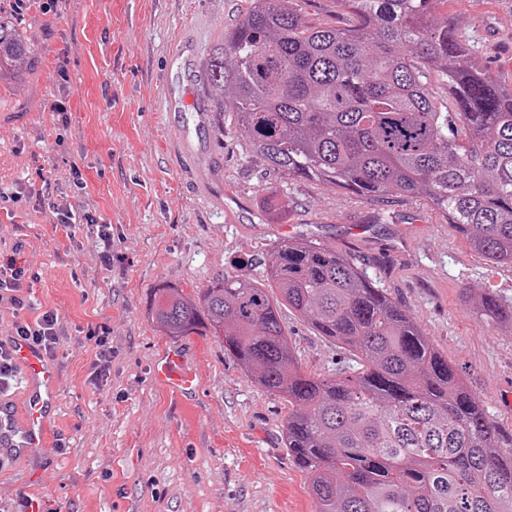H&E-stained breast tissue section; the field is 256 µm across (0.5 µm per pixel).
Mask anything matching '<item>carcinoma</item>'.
Returning a JSON list of instances; mask_svg holds the SVG:
<instances>
[{
    "label": "carcinoma",
    "mask_w": 512,
    "mask_h": 512,
    "mask_svg": "<svg viewBox=\"0 0 512 512\" xmlns=\"http://www.w3.org/2000/svg\"><path fill=\"white\" fill-rule=\"evenodd\" d=\"M334 2L344 22L313 27L307 0H249L202 63L215 111L285 178L420 197L473 251L512 265V86L436 15L448 0ZM30 63V45L0 23V74ZM433 71L452 106L433 95ZM283 306L356 352L362 371L305 372ZM469 309L512 329V304L493 293ZM149 311L167 336L218 338L248 378L284 395L285 445L318 512H512V448L349 255L284 239L266 280L235 272L192 294L161 285Z\"/></svg>",
    "instance_id": "cac0c4a2"
}]
</instances>
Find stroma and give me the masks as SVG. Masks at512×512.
<instances>
[{
    "label": "stroma",
    "instance_id": "35a3bbf8",
    "mask_svg": "<svg viewBox=\"0 0 512 512\" xmlns=\"http://www.w3.org/2000/svg\"><path fill=\"white\" fill-rule=\"evenodd\" d=\"M247 0H61L16 12L0 0V22L34 48V70L0 75V189L24 202L0 210V245L22 239V261L38 281L35 311L56 310L67 334L51 364L58 410L48 444L30 454L0 450V512L27 498L46 512H317L305 473L284 445L288 401L248 379L211 336L172 338L148 313L154 288L192 291L235 271L263 279L277 243L304 237L350 255L406 308L429 342L478 396L502 442L512 441V332L462 305L492 292L512 302V266L472 251L422 199L378 201L316 181H290L209 110L201 64ZM448 17L477 62L512 85V0H448ZM66 62L68 80L56 74ZM193 93L195 107L167 110ZM63 104L65 114L53 112ZM187 135L195 159L178 145ZM87 183L73 194L70 167ZM205 174L222 194L214 207L196 192ZM286 212L269 216V192ZM72 196L112 224V268L98 244L68 238L44 214V199ZM281 321L303 370L329 377L358 368L352 351L295 312ZM112 328L106 385L89 383L88 326ZM178 350L197 372V394L181 397L153 377Z\"/></svg>",
    "mask_w": 512,
    "mask_h": 512
}]
</instances>
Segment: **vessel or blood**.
<instances>
[{"mask_svg":"<svg viewBox=\"0 0 512 512\" xmlns=\"http://www.w3.org/2000/svg\"><path fill=\"white\" fill-rule=\"evenodd\" d=\"M12 351L27 397L19 410L0 400V446L29 452L47 442L57 374L44 354L27 341L15 340ZM154 375L159 385L184 397L194 394L199 387L197 376L185 370L179 354L173 352L156 363Z\"/></svg>","mask_w":512,"mask_h":512,"instance_id":"vessel-or-blood-1","label":"vessel or blood"}]
</instances>
